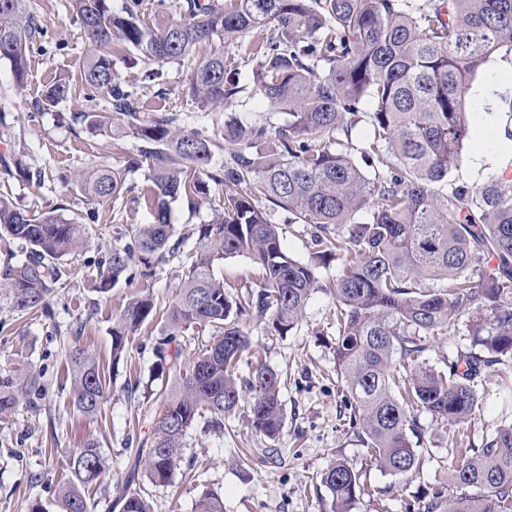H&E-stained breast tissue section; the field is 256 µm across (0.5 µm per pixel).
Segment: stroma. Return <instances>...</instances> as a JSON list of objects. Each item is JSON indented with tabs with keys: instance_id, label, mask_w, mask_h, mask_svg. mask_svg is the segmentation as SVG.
<instances>
[{
	"instance_id": "35a3bbf8",
	"label": "stroma",
	"mask_w": 512,
	"mask_h": 512,
	"mask_svg": "<svg viewBox=\"0 0 512 512\" xmlns=\"http://www.w3.org/2000/svg\"><path fill=\"white\" fill-rule=\"evenodd\" d=\"M29 10L43 34L29 54L24 83L16 84L9 63L0 61V156L11 160L10 172L0 171V193L10 194L30 213L54 210L77 218L83 238L60 264L61 277L50 292L52 318L17 311L7 288L0 287V381L33 373L47 386L35 405L19 404L0 420V512H32L39 505L46 512H60L57 491L69 475L67 458L90 439L102 448L106 479L87 491L88 512H118L112 505L115 488L124 483L128 463L150 438L163 407L162 401L144 400L135 390L153 374L154 345L163 327L157 319L145 322L116 363L112 319L134 295H152L162 305L172 300L188 258L201 248L198 228L210 219L212 206L222 202L225 189L212 187L192 204L183 199L172 203L170 221L183 244L155 276L145 279L132 269L110 291L98 292L100 263L117 244L115 229L130 230L152 219L150 210L133 200L143 178L130 175L131 194L89 209L74 186L75 174L104 156L117 165L121 157L112 155L107 139L90 136L71 122V114L86 108L82 95L70 96L52 111L37 113L32 107L56 74L79 79L88 41L71 17L69 0H30ZM125 53L122 44H114L122 80L148 108L181 113L190 128L222 130V112L199 111L186 95L189 65H162L160 83H149L143 81L141 67L122 65ZM465 110L470 137L439 185L443 193L476 189L505 168L501 150L512 143L511 49L497 50L478 69ZM30 169L41 171V179L28 178ZM91 210L96 213L92 219L87 216ZM338 270L335 261L321 268L322 289L312 294L302 321L286 335L275 332L265 317L253 314L243 320L251 345L239 362L240 375H248L251 363L262 360L284 378L280 437L269 440L240 412L225 417L220 431L211 429L207 418L197 419L183 441L181 466L172 482L149 489L153 512H195L206 490L222 496L224 512H329L331 496L320 473L337 457L360 470L364 484L376 492L374 499H360L355 512H408L416 497L447 485L452 440L426 411L416 413L423 433L422 467L413 478L371 465L363 443L349 429L332 352L336 303L327 290ZM77 324L83 325L81 341L96 354L107 379L106 403L94 419L75 408L70 391L66 330ZM477 389L481 400L461 430L462 441L476 447L504 418H512V366ZM269 447L278 450L271 459L263 455Z\"/></svg>"
}]
</instances>
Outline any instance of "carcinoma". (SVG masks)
I'll use <instances>...</instances> for the list:
<instances>
[{
  "label": "carcinoma",
  "mask_w": 512,
  "mask_h": 512,
  "mask_svg": "<svg viewBox=\"0 0 512 512\" xmlns=\"http://www.w3.org/2000/svg\"><path fill=\"white\" fill-rule=\"evenodd\" d=\"M26 2L0 0V60L10 63L19 84L41 34ZM140 6L141 0H126L115 12L111 0H70L72 18L91 45L81 74L87 108L71 120L111 138L115 154L127 140L137 142L123 166L98 163L78 175L75 187L90 205L115 201L131 190L128 175L140 172L141 198L153 212L152 222L136 225L133 243L112 248L102 261L99 289L108 290L134 259L149 278L179 252L170 203H193L211 181L232 189L200 225L201 252L168 307L160 313L151 295L134 296L112 323L115 361L147 320L159 315L168 329L154 351L159 374L174 384L144 392L147 401L162 397L163 410L148 447L138 449L143 476L154 486L168 484L200 413H210L209 426L222 430L245 391L248 423L276 439L284 424L281 376L262 361L248 377L238 376L250 345L240 320L267 315L274 331L288 333L321 288L319 268L333 259L341 260L329 289L336 300L333 354L350 428L372 464L393 476L416 474L422 433L410 408L450 430L463 425L480 400L475 379L512 362V182L492 178L471 193L435 190L468 138L469 76L497 49H512V0H185L177 18L159 0L149 25L139 18ZM253 31L261 37L246 60L247 88L228 50ZM115 41L127 46L126 64L142 66L151 82L161 77L153 65H181L209 48L191 67L186 94L201 110H224L223 130L186 129L181 113L147 108L117 72ZM74 91L70 77L60 74L33 109L55 107ZM245 94L266 103L247 123L232 111ZM281 113L288 122H278ZM362 122L370 135L359 147L354 135ZM215 149L224 152L216 172L208 169ZM267 203L287 212L288 223L315 229L308 262L283 251ZM367 208L368 220L357 221ZM2 230L31 248L25 263L0 273L14 308L51 316L49 283L59 277L60 260L78 247L81 222L54 210L29 215L0 196ZM237 256L256 266L259 284L231 290L216 276V267ZM461 323L471 347L457 351L449 374L419 363L427 338L446 336ZM193 327L211 329L212 340L188 360L178 337ZM70 334L74 406L96 417L106 402V379L97 357L77 342L82 327ZM43 390L33 374L0 382V418ZM459 453L448 491L423 499L419 512H512V422L482 447ZM68 468L61 512H87L85 490L105 470L97 441L73 452ZM136 478L133 467L115 497L120 512H151L144 495L128 489ZM321 483L331 494V512H351L370 495L361 472L343 458L322 471ZM195 509L224 512V501L204 492Z\"/></svg>",
  "instance_id": "carcinoma-1"
}]
</instances>
